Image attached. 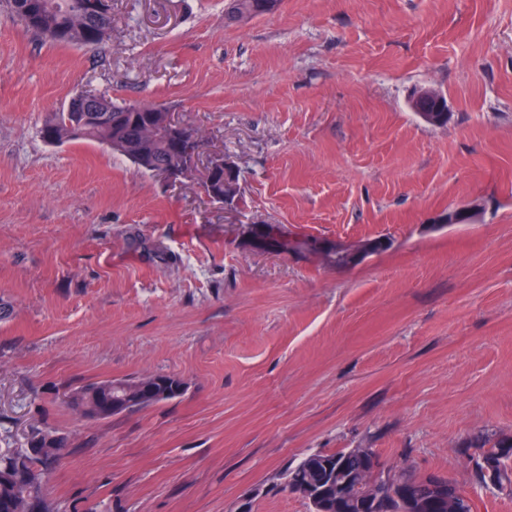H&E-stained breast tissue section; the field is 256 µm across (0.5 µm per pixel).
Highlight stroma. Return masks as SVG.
Instances as JSON below:
<instances>
[{"mask_svg":"<svg viewBox=\"0 0 512 512\" xmlns=\"http://www.w3.org/2000/svg\"><path fill=\"white\" fill-rule=\"evenodd\" d=\"M80 90L199 129L242 205L45 140ZM0 303V447L66 437L53 512H309L288 467L352 448L512 512L466 446L512 434V0H112L96 50L0 6ZM146 374L185 390L105 420L63 399ZM226 10L227 20L241 22L278 9L281 0H229Z\"/></svg>","mask_w":512,"mask_h":512,"instance_id":"1","label":"stroma"}]
</instances>
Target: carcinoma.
Returning a JSON list of instances; mask_svg holds the SVG:
<instances>
[{
	"label": "carcinoma",
	"instance_id": "obj_1",
	"mask_svg": "<svg viewBox=\"0 0 512 512\" xmlns=\"http://www.w3.org/2000/svg\"><path fill=\"white\" fill-rule=\"evenodd\" d=\"M26 27L50 41L63 45L97 47L111 27L110 0H97L100 9L90 12V0H3ZM281 0H229L226 17L241 22L278 9ZM86 97L107 107L105 112H57L42 129L43 138L54 143L76 140L96 142L145 172L165 167L176 153L168 133L164 113L152 105L117 103L106 94L90 91ZM157 392L141 395V386L130 384L123 393L133 410L146 408L179 397L184 382L174 376L162 377ZM113 380L81 385L67 395L69 406L80 412L92 410L99 401L114 394ZM469 447L479 450L475 478L499 490H512V436L481 433L470 438ZM67 441L61 436L55 447L38 456L27 448H0V512H50L44 487L52 471L67 455ZM367 470V459L360 448L332 454L315 453L288 469L287 480L318 484L327 478L340 482L351 473ZM401 477L419 489L411 504L397 505L398 512H434L430 508L433 492L423 477L404 470ZM326 512H370L367 497L353 493L333 501Z\"/></svg>",
	"mask_w": 512,
	"mask_h": 512
}]
</instances>
